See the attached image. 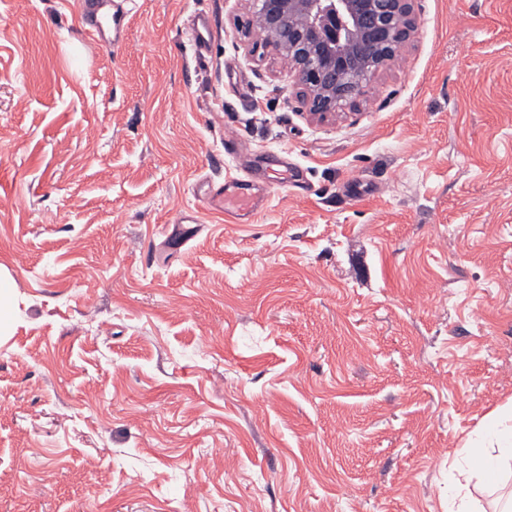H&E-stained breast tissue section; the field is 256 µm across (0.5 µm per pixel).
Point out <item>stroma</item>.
I'll return each mask as SVG.
<instances>
[{"label":"stroma","mask_w":512,"mask_h":512,"mask_svg":"<svg viewBox=\"0 0 512 512\" xmlns=\"http://www.w3.org/2000/svg\"><path fill=\"white\" fill-rule=\"evenodd\" d=\"M250 8L138 0L116 53L0 0V512H448L512 401V0H416L325 123ZM280 153L305 189L203 205ZM264 200V195L253 192L245 177H232L213 186L204 203L211 210L232 215L238 224H249ZM14 281L6 264L0 263V341L12 335L15 321Z\"/></svg>","instance_id":"35a3bbf8"}]
</instances>
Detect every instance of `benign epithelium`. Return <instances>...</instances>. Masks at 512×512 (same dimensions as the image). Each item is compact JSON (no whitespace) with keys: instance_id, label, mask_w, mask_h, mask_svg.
<instances>
[{"instance_id":"obj_1","label":"benign epithelium","mask_w":512,"mask_h":512,"mask_svg":"<svg viewBox=\"0 0 512 512\" xmlns=\"http://www.w3.org/2000/svg\"><path fill=\"white\" fill-rule=\"evenodd\" d=\"M250 2L248 28L282 59L308 114L321 122L356 105L417 29L414 0Z\"/></svg>"}]
</instances>
